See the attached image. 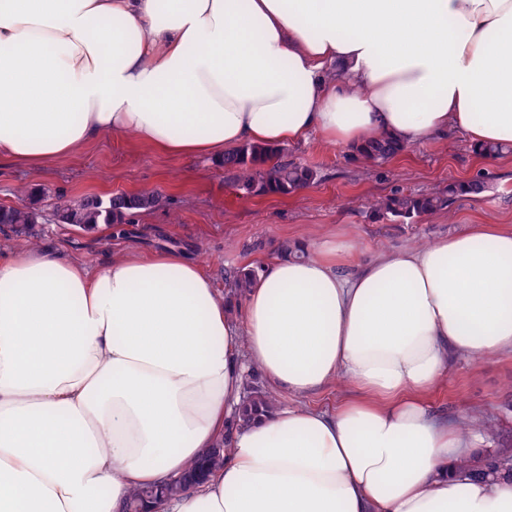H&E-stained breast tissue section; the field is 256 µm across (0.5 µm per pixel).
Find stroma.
<instances>
[{"label":"stroma","mask_w":512,"mask_h":512,"mask_svg":"<svg viewBox=\"0 0 512 512\" xmlns=\"http://www.w3.org/2000/svg\"><path fill=\"white\" fill-rule=\"evenodd\" d=\"M285 160L316 171L309 187L288 195L240 194L231 173L211 158L154 152L132 135L104 137L77 155L33 172L0 161V206H26L41 216L28 233L0 224V239L13 245L51 244L70 251L96 269L113 254L182 250L193 256L240 316L245 298L225 282L231 270L260 269L279 258V246L304 236L315 241L343 235L356 238L362 256L392 252L468 230L475 224L512 228V146L496 157H480L464 132L426 139L385 161L352 160L347 148L319 136L285 145ZM482 178L477 196L454 197L446 210L410 223L374 215L373 200L401 191L422 195L447 190L450 183ZM156 192L162 206L128 215L107 228L78 227L56 220L58 204L86 194ZM339 379L315 393H279V405L301 404L331 411L355 397ZM512 355L473 360L448 356L446 381L426 401L439 418L455 421L474 412L512 431Z\"/></svg>","instance_id":"obj_1"}]
</instances>
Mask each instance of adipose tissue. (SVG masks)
Listing matches in <instances>:
<instances>
[{"label":"adipose tissue","mask_w":512,"mask_h":512,"mask_svg":"<svg viewBox=\"0 0 512 512\" xmlns=\"http://www.w3.org/2000/svg\"><path fill=\"white\" fill-rule=\"evenodd\" d=\"M455 129L512 143V0H0V157L35 172L126 133L220 161ZM291 251L234 318L175 250L91 272L1 247L0 512H122L223 436V467L158 512H512V483L463 470L473 435L423 402L449 354L512 353V229ZM247 368L361 396L237 428Z\"/></svg>","instance_id":"adipose-tissue-1"}]
</instances>
